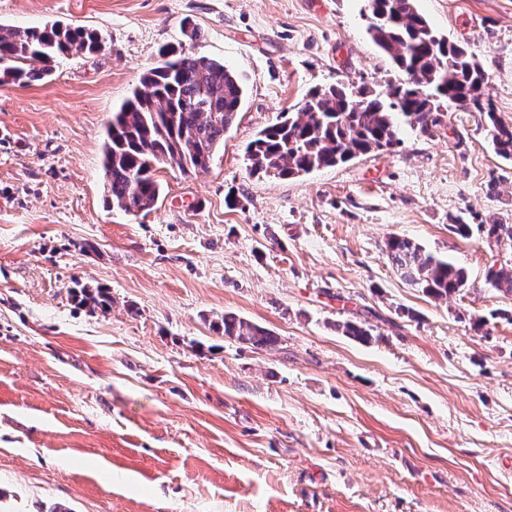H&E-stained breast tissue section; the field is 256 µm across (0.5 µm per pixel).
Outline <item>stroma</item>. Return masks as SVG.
<instances>
[{
  "mask_svg": "<svg viewBox=\"0 0 512 512\" xmlns=\"http://www.w3.org/2000/svg\"><path fill=\"white\" fill-rule=\"evenodd\" d=\"M417 7L512 123V0ZM368 16L366 0H0V25L104 40L0 83V512H512V295L485 283L512 247L478 230L512 224V160L479 113L295 178L246 167L310 88L399 81ZM166 44L223 61L245 96L209 168L159 169L157 203L128 216L103 202L106 124ZM392 236L467 288H411ZM227 312L276 348L215 334Z\"/></svg>",
  "mask_w": 512,
  "mask_h": 512,
  "instance_id": "stroma-1",
  "label": "stroma"
}]
</instances>
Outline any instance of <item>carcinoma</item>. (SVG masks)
I'll list each match as a JSON object with an SVG mask.
<instances>
[{
  "label": "carcinoma",
  "mask_w": 512,
  "mask_h": 512,
  "mask_svg": "<svg viewBox=\"0 0 512 512\" xmlns=\"http://www.w3.org/2000/svg\"><path fill=\"white\" fill-rule=\"evenodd\" d=\"M367 34L373 44L404 75L386 94L352 84L312 89L296 112L260 131L247 145L252 174L294 177L336 167L401 143L404 127L431 133L440 126L441 103L480 113L487 121L495 153L512 159V124L503 123L486 96L487 76L473 54L438 33L419 12L417 0H369ZM96 32L53 24L25 29L0 26L3 74L22 85L51 75V63L72 51L100 50ZM160 63L144 72L132 95L112 113L103 147L107 204L127 215L150 210L161 188L154 171L177 166L184 174L208 169L224 133L235 123L244 87L235 72L218 61L163 45ZM43 63L40 68L30 61ZM496 245L512 244V224H481ZM396 274L408 285L435 299L448 298L467 287L468 274L447 258L398 236L386 242ZM486 284L512 293V265L487 270ZM81 302L105 306L101 289L80 292ZM360 341L371 328L348 321L339 326ZM213 330L257 349H270L278 338L267 328L226 312Z\"/></svg>",
  "instance_id": "1"
}]
</instances>
